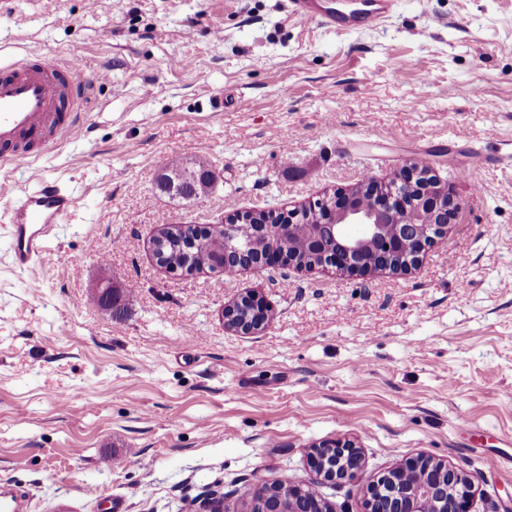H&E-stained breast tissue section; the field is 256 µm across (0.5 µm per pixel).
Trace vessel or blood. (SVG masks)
<instances>
[{
  "instance_id": "vessel-or-blood-1",
  "label": "vessel or blood",
  "mask_w": 512,
  "mask_h": 512,
  "mask_svg": "<svg viewBox=\"0 0 512 512\" xmlns=\"http://www.w3.org/2000/svg\"><path fill=\"white\" fill-rule=\"evenodd\" d=\"M292 2L297 20H321L332 27L373 26L389 8V0H367L349 13L338 11L333 0ZM94 85L75 61L63 65L41 54L0 62V166L30 163L49 141L79 137L80 112ZM6 197L12 203L0 210V223L7 229L11 262L22 270L42 259L56 224L73 211L76 198L57 179L21 193L1 180L0 198Z\"/></svg>"
}]
</instances>
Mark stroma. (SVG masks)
<instances>
[{"mask_svg": "<svg viewBox=\"0 0 512 512\" xmlns=\"http://www.w3.org/2000/svg\"><path fill=\"white\" fill-rule=\"evenodd\" d=\"M43 53L106 72L85 135L0 169L68 183L77 205L18 270L0 228V486L26 512H189L256 481L305 484L313 445L364 470L322 484L335 512L406 459L474 482L471 512L512 505V0H394L372 27L296 20L289 0H6L0 61ZM207 159L214 186L162 191ZM431 165L462 203L408 274L158 266L161 223L287 211ZM124 289L119 313L98 304ZM255 291L263 331L225 330ZM209 169V161L202 158L193 162L190 168H165L160 175V188L183 199H191L210 188L206 179Z\"/></svg>", "mask_w": 512, "mask_h": 512, "instance_id": "1", "label": "stroma"}]
</instances>
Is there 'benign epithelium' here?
I'll return each mask as SVG.
<instances>
[{"mask_svg": "<svg viewBox=\"0 0 512 512\" xmlns=\"http://www.w3.org/2000/svg\"><path fill=\"white\" fill-rule=\"evenodd\" d=\"M460 203L431 166L411 162L385 180L369 175L331 198L287 212H236L225 219L224 254L206 268L236 276L244 270L284 267H330L339 273L405 274L426 250L443 238ZM288 227L290 252L259 253L256 239L278 237ZM269 310L256 294L224 307V327L237 334L262 331ZM315 477L335 483L356 482L363 459L357 446L337 440L312 456ZM296 496L284 501L274 486L257 483L244 498L246 512H327L325 501L308 497L295 485ZM473 485L449 464L426 455L378 476L366 487L365 512H470Z\"/></svg>", "mask_w": 512, "mask_h": 512, "instance_id": "1", "label": "benign epithelium"}]
</instances>
